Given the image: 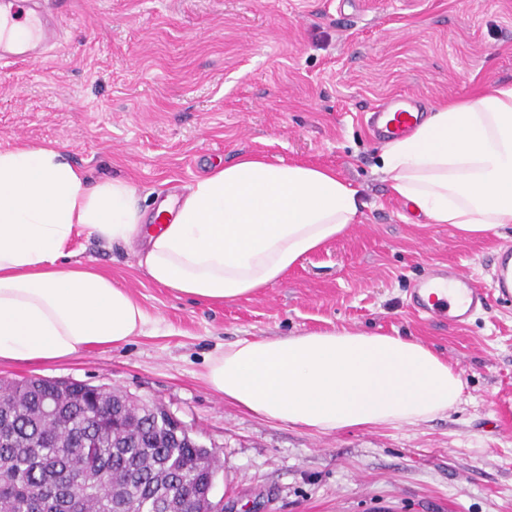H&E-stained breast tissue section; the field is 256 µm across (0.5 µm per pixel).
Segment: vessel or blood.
<instances>
[{
    "instance_id": "vessel-or-blood-1",
    "label": "vessel or blood",
    "mask_w": 512,
    "mask_h": 512,
    "mask_svg": "<svg viewBox=\"0 0 512 512\" xmlns=\"http://www.w3.org/2000/svg\"><path fill=\"white\" fill-rule=\"evenodd\" d=\"M39 0H0V62L25 61L43 49L54 44L58 38L56 24L38 7ZM29 13L32 28L27 38L13 37L10 24L21 13ZM418 115L412 100L396 98L374 110L368 126L376 139L386 143L406 134L417 123ZM498 273L492 288L500 300L512 301V245L504 246L496 257ZM447 280L452 281L458 294L457 302L437 297L438 280L419 283L414 291V305L417 312L435 320H448L461 326L478 307L484 306L487 297L470 278L461 272H450Z\"/></svg>"
}]
</instances>
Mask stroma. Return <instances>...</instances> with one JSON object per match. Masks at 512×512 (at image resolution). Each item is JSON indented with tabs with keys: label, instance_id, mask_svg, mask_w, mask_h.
Returning a JSON list of instances; mask_svg holds the SVG:
<instances>
[{
	"label": "stroma",
	"instance_id": "1",
	"mask_svg": "<svg viewBox=\"0 0 512 512\" xmlns=\"http://www.w3.org/2000/svg\"><path fill=\"white\" fill-rule=\"evenodd\" d=\"M61 32L44 57L0 64V147L62 149L123 178L154 210L215 163L256 153L335 169L362 193L359 224L282 282L231 304L152 283L132 250L81 236L70 262L127 288L144 335L0 378L70 379L165 408L219 454L225 512H512V303L463 326L428 321L416 283L455 267L489 288L512 224L468 238L427 224L380 172L373 108L422 112L512 83V0H43ZM348 326L412 337L447 359L460 403L426 422L317 432L214 392L208 361L244 338Z\"/></svg>",
	"mask_w": 512,
	"mask_h": 512
}]
</instances>
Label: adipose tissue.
Returning a JSON list of instances; mask_svg holds the SVG:
<instances>
[{
  "label": "adipose tissue",
  "instance_id": "1",
  "mask_svg": "<svg viewBox=\"0 0 512 512\" xmlns=\"http://www.w3.org/2000/svg\"><path fill=\"white\" fill-rule=\"evenodd\" d=\"M381 171L427 223L469 237L512 224V85L437 105L387 144ZM364 207L336 170L243 153L150 214L132 184L92 181L56 147L0 149V360H56L143 334L147 315L125 288L64 263L76 236L133 247L158 285L234 303L282 281ZM206 379L250 413L319 432L428 421L464 391L424 344L345 326L236 341Z\"/></svg>",
  "mask_w": 512,
  "mask_h": 512
}]
</instances>
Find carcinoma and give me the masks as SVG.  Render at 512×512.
I'll return each instance as SVG.
<instances>
[{
  "label": "carcinoma",
  "mask_w": 512,
  "mask_h": 512,
  "mask_svg": "<svg viewBox=\"0 0 512 512\" xmlns=\"http://www.w3.org/2000/svg\"><path fill=\"white\" fill-rule=\"evenodd\" d=\"M9 403L0 412V512H117L135 502L152 512L159 500L171 512H200L196 493L217 467L212 448H197L183 432L176 436L155 422L137 402H129L125 425L107 416L122 392L97 393L80 383L64 391L53 379L0 378ZM55 404L68 426L60 429L45 414ZM87 466L107 472L112 492L83 484L69 487Z\"/></svg>",
  "instance_id": "1"
}]
</instances>
